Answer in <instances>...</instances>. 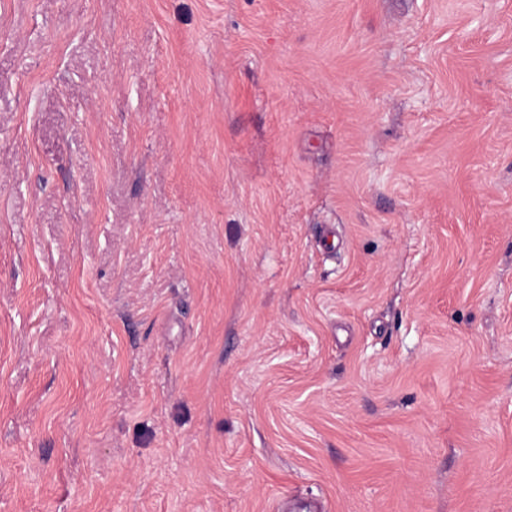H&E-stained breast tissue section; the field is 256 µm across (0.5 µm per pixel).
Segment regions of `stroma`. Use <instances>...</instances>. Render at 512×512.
Returning <instances> with one entry per match:
<instances>
[{"label":"stroma","instance_id":"35a3bbf8","mask_svg":"<svg viewBox=\"0 0 512 512\" xmlns=\"http://www.w3.org/2000/svg\"><path fill=\"white\" fill-rule=\"evenodd\" d=\"M512 512V0H0V512Z\"/></svg>","mask_w":512,"mask_h":512}]
</instances>
